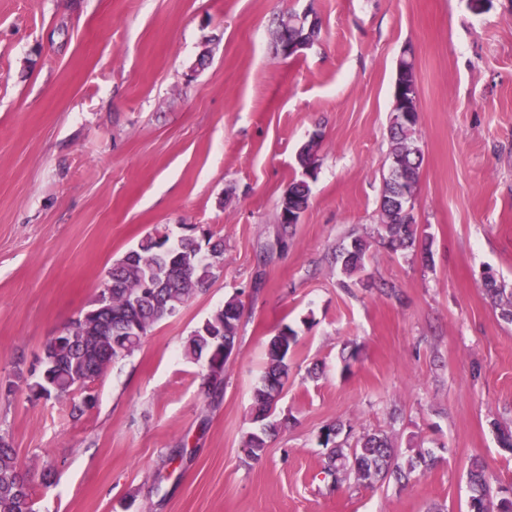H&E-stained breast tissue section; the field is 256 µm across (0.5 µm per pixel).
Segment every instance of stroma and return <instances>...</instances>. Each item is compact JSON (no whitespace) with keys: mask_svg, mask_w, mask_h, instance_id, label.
Returning a JSON list of instances; mask_svg holds the SVG:
<instances>
[{"mask_svg":"<svg viewBox=\"0 0 512 512\" xmlns=\"http://www.w3.org/2000/svg\"><path fill=\"white\" fill-rule=\"evenodd\" d=\"M313 11L303 56L274 51L279 14ZM416 53V221L431 252L372 245L396 63ZM210 51L199 64L202 51ZM320 134L308 206L280 245V201ZM224 240V267L93 385L95 405L0 397V434L36 512H468L467 473L512 487V0H0V381L36 380L45 344L85 312L148 233ZM242 303L219 394L191 333ZM297 332L259 458L252 392L269 339ZM390 435L406 486L323 479L321 430ZM371 243L361 236L352 238L349 246H343L336 256L341 261L342 273L351 278L359 275L365 269L366 261L370 256ZM487 293L502 307V316L512 321V288L497 280L485 281Z\"/></svg>","mask_w":512,"mask_h":512,"instance_id":"35a3bbf8","label":"stroma"}]
</instances>
